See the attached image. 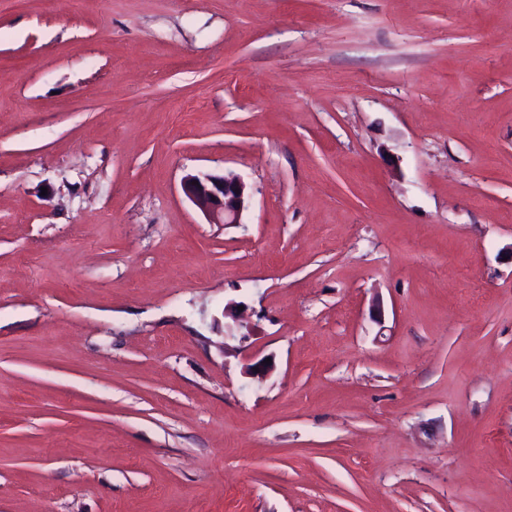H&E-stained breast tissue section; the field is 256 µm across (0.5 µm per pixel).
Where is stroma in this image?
Here are the masks:
<instances>
[{"label": "stroma", "mask_w": 512, "mask_h": 512, "mask_svg": "<svg viewBox=\"0 0 512 512\" xmlns=\"http://www.w3.org/2000/svg\"><path fill=\"white\" fill-rule=\"evenodd\" d=\"M0 512H512V0H0ZM193 181H198V184H193ZM181 188L211 224L241 223L251 198L247 183L232 172L223 175L187 174L182 179Z\"/></svg>", "instance_id": "stroma-1"}]
</instances>
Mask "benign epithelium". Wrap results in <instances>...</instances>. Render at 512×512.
<instances>
[{
    "label": "benign epithelium",
    "instance_id": "7a95c632",
    "mask_svg": "<svg viewBox=\"0 0 512 512\" xmlns=\"http://www.w3.org/2000/svg\"><path fill=\"white\" fill-rule=\"evenodd\" d=\"M181 188L210 224L241 223L251 198L247 183L232 172L187 174L182 179Z\"/></svg>",
    "mask_w": 512,
    "mask_h": 512
}]
</instances>
